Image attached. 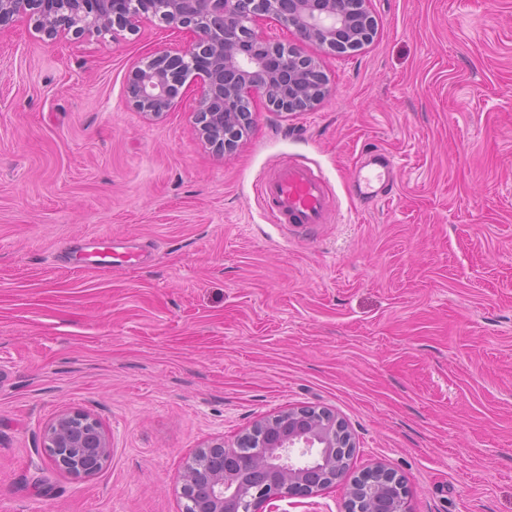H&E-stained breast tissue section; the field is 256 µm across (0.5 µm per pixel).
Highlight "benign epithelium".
I'll return each instance as SVG.
<instances>
[{"label":"benign epithelium","mask_w":512,"mask_h":512,"mask_svg":"<svg viewBox=\"0 0 512 512\" xmlns=\"http://www.w3.org/2000/svg\"><path fill=\"white\" fill-rule=\"evenodd\" d=\"M368 2L358 0L363 32L336 9V0H0V26L26 17L49 39L62 32L81 37L132 31L150 14L192 32L184 50L155 55L131 72L129 98L144 115L158 117L172 109L187 78L199 80V132L227 152L250 125L241 108L253 95L285 114L310 111L325 99L326 81L307 92L285 85L281 68L293 61L318 71L304 46L334 52L340 31L349 36V49L369 41L374 21ZM264 19L293 28L296 43L256 31ZM43 448L64 472L82 478L96 476L112 453L109 431L80 409H65L48 423ZM353 448L344 422L332 412L291 408L256 423L232 444L221 438L197 449L179 475L184 512H260L276 501L311 497L345 478ZM406 497L403 478L378 464L350 482L346 512H406Z\"/></svg>","instance_id":"benign-epithelium-1"}]
</instances>
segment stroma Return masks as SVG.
Returning <instances> with one entry per match:
<instances>
[{
  "label": "stroma",
  "mask_w": 512,
  "mask_h": 512,
  "mask_svg": "<svg viewBox=\"0 0 512 512\" xmlns=\"http://www.w3.org/2000/svg\"><path fill=\"white\" fill-rule=\"evenodd\" d=\"M369 8L359 49H308L322 103L254 96L226 154L198 135L196 81L154 120L125 93L190 33L0 28V512H183L196 448L302 406L346 423L347 480L404 478L407 512H512V0ZM368 148L396 162L377 204L351 192ZM289 159L325 177L327 223L273 222L257 187ZM103 236L149 257L77 268ZM69 408L112 436L90 479L42 447Z\"/></svg>",
  "instance_id": "1"
}]
</instances>
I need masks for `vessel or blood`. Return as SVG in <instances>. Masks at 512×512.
I'll return each instance as SVG.
<instances>
[{
	"label": "vessel or blood",
	"mask_w": 512,
	"mask_h": 512,
	"mask_svg": "<svg viewBox=\"0 0 512 512\" xmlns=\"http://www.w3.org/2000/svg\"><path fill=\"white\" fill-rule=\"evenodd\" d=\"M395 167L393 157L387 152L366 153L353 175L354 193L372 201L386 196ZM258 191L268 204L273 220L281 224L314 227L326 223L330 214L324 178L303 163L278 164L260 182Z\"/></svg>",
	"instance_id": "obj_1"
}]
</instances>
